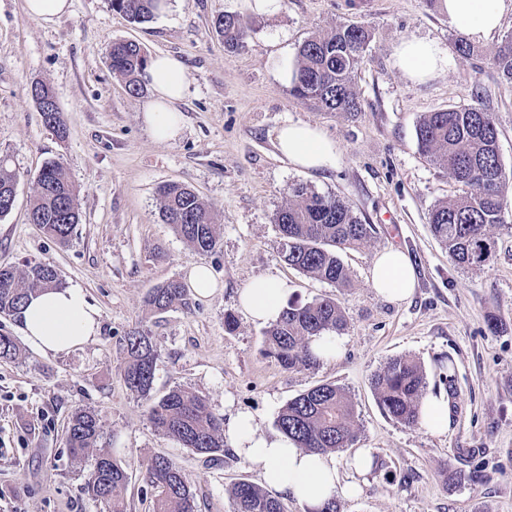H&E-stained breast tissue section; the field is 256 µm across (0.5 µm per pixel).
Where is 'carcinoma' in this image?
Wrapping results in <instances>:
<instances>
[{"label": "carcinoma", "instance_id": "obj_1", "mask_svg": "<svg viewBox=\"0 0 512 512\" xmlns=\"http://www.w3.org/2000/svg\"><path fill=\"white\" fill-rule=\"evenodd\" d=\"M112 10L134 23L150 21L159 0H110ZM224 47L234 52L244 46L248 23L231 14L212 21ZM371 42L364 26L341 24L329 33L305 41L299 48L292 79V93L331 112H358L360 101L354 76ZM112 71L123 76L130 93L143 91L141 73L148 58L134 42L119 41L110 51ZM502 76L512 81V36L506 37L492 58ZM418 149L432 165L452 173L469 188L466 193L436 204L429 214L434 236L461 267L479 269L496 251L486 227L502 220V187L512 174L500 157L498 132L492 113L482 107L449 108L429 112L416 128ZM17 173L8 159L0 157V216L10 212L7 200L15 193ZM160 213L165 223L200 253L219 245L216 217L189 187L169 183L158 190ZM76 188L66 167L46 163L40 170L30 202V222L55 242L71 240L80 221ZM280 232L279 257L298 271L338 288L350 278L341 253L364 246L372 227L357 217L349 204L333 195L307 187L294 189L292 199L275 216ZM63 287L56 267L38 262L23 271L0 268V315L18 317L29 296L45 288ZM146 305L153 314L189 305L184 285L169 280L152 289ZM346 327L344 314L333 297L313 302H290L280 318L266 331V353L288 370L310 369L318 360L310 342L327 332ZM122 375L127 388L147 402L148 419L155 430L178 441L209 460L224 454V418L215 414L204 396L189 387L176 386L159 399L151 395L158 352L152 336L136 328L125 339ZM422 365L407 356L391 359L375 373L372 387L383 413L407 426L419 423L420 400L426 388ZM276 426L299 447L335 453L349 447L356 437L354 407L342 388L321 384L289 400L277 413ZM100 419L90 409L76 411L68 420L66 442L75 461L93 458L84 489L105 504L109 512H126L124 490L128 473L109 452L98 448ZM145 478L156 490L152 512H196V495L185 473L164 456L145 463ZM235 512H283L281 502L245 480L233 483Z\"/></svg>", "mask_w": 512, "mask_h": 512}]
</instances>
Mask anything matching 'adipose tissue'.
Segmentation results:
<instances>
[{"instance_id": "obj_1", "label": "adipose tissue", "mask_w": 512, "mask_h": 512, "mask_svg": "<svg viewBox=\"0 0 512 512\" xmlns=\"http://www.w3.org/2000/svg\"><path fill=\"white\" fill-rule=\"evenodd\" d=\"M455 29L471 40H481L502 24L505 0H442ZM397 62L405 74L422 81L444 70L448 53L437 43L408 38L397 49ZM153 95L143 111V120L155 139H176L182 121L176 109L187 90V77L180 60L169 55L153 57L143 74ZM277 148L289 163L303 171L336 167L340 151L335 141L318 128L291 122L278 132ZM413 265L403 251L388 248L379 253L371 270V285L392 301L409 298L415 288ZM288 288L274 277H258L240 292V306L252 321L275 322L285 305ZM22 331L29 344L45 355H58L93 340L100 329L99 311L79 288L47 289L32 296L21 313ZM232 450L256 466L265 487L300 502L307 512H319L335 496L354 497L356 482L343 481L334 454L297 448L285 435L260 432L250 413L237 414L224 432Z\"/></svg>"}]
</instances>
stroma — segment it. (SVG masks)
I'll list each match as a JSON object with an SVG mask.
<instances>
[{
	"mask_svg": "<svg viewBox=\"0 0 512 512\" xmlns=\"http://www.w3.org/2000/svg\"><path fill=\"white\" fill-rule=\"evenodd\" d=\"M168 2L167 12L136 24L109 0H72L69 14L44 23L26 14L25 0H0V156L18 175L14 207L0 217V267L52 263L65 287L83 289L100 312L98 336L56 356L22 340L18 318L0 316V333L20 340L17 357L0 360V512H103L84 490L91 460L75 463L65 444L67 421L83 408L98 413L102 448L128 472L127 512H151L155 491L142 463L157 455L184 471L198 512H234L232 484L258 483L256 467L232 451L210 461L155 431L146 401L121 373L125 338L136 327L150 332L159 353L153 396L192 388L225 421L254 414L267 435L289 399L322 383L344 389L356 438L336 463L348 472L354 453L368 449L375 466L360 476L355 498L341 499V512H512V182L503 189L502 223L486 229L497 243L494 259L461 268L432 235L428 216L462 187L426 162L416 139L426 113L481 105L512 170V82L491 62L512 33V10L499 32L464 56L439 0H284L277 17L248 15L246 44L231 53L212 20L234 13L232 0ZM343 23L373 33L355 76L357 112L301 101L280 77L306 40ZM409 37L445 48L446 70L421 83L405 77L395 51ZM119 40L183 62L189 85L177 139L152 137L143 121L150 92L130 94L113 72L108 52ZM38 82L53 89L66 136L44 124L31 97ZM290 121L336 142V168L300 171L279 154L275 137ZM52 160L64 162L78 188L81 221L64 246L28 220L36 177ZM171 182L214 210V252L197 253L164 223L157 190ZM301 184L345 200L373 228L366 246L343 255L348 287L305 275L277 254L275 214ZM389 247L404 251L416 271L404 302L379 296L370 282L376 255ZM196 264L212 269L215 293L150 313L148 293ZM263 276L285 280L293 302L336 298L347 328L335 359L287 370L266 355L265 326L238 306L240 289ZM228 313L237 320L232 331L224 327ZM404 355L424 366L427 394L450 392L445 432L382 412L371 378Z\"/></svg>",
	"mask_w": 512,
	"mask_h": 512,
	"instance_id": "obj_1",
	"label": "stroma"
}]
</instances>
